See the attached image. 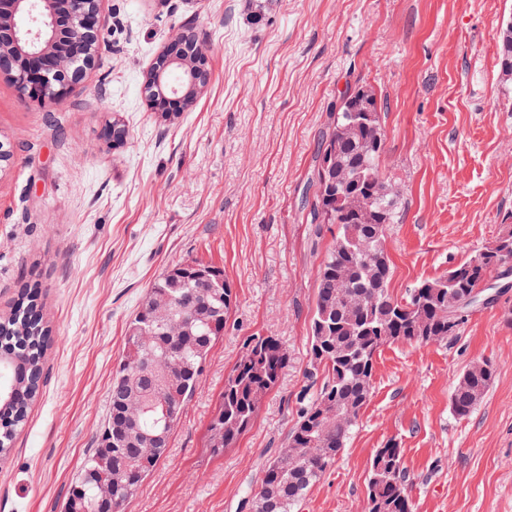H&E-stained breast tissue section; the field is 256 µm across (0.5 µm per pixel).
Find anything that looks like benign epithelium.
Returning a JSON list of instances; mask_svg holds the SVG:
<instances>
[{"mask_svg":"<svg viewBox=\"0 0 512 512\" xmlns=\"http://www.w3.org/2000/svg\"><path fill=\"white\" fill-rule=\"evenodd\" d=\"M100 0H0V51L8 48L17 59L13 77L21 93L31 101L46 103L66 92L91 65L86 46L97 37L96 18ZM182 35L173 36L168 48L155 60L144 86H159L167 68L179 66L189 83L186 90H171L182 109L190 108L204 88L200 73L208 71L204 48L181 51ZM167 429L146 436L131 430L129 443L159 445Z\"/></svg>","mask_w":512,"mask_h":512,"instance_id":"7a95c632","label":"benign epithelium"}]
</instances>
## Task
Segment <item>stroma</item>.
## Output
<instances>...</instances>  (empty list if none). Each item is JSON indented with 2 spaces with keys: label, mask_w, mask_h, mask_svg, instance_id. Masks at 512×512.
<instances>
[{
  "label": "stroma",
  "mask_w": 512,
  "mask_h": 512,
  "mask_svg": "<svg viewBox=\"0 0 512 512\" xmlns=\"http://www.w3.org/2000/svg\"><path fill=\"white\" fill-rule=\"evenodd\" d=\"M511 19L512 0H101L95 65L69 92L41 106L0 72L12 153L0 168V314L36 281L53 336L41 393L0 460V512H62L130 320L157 278L193 261L223 269L236 306L124 512H248L311 383L318 261L300 200L328 113L358 85L383 104L382 170L402 191L390 290L405 297L512 223V84L497 67ZM186 32L208 53L210 82L166 118L142 84ZM115 117L120 147L103 134ZM258 334L280 340L288 367L252 427L212 455L207 423ZM479 360L495 380L457 417L454 383ZM390 440L413 512H512V277L448 340L381 349L370 401L299 512H364L370 460Z\"/></svg>",
  "instance_id": "obj_1"
}]
</instances>
